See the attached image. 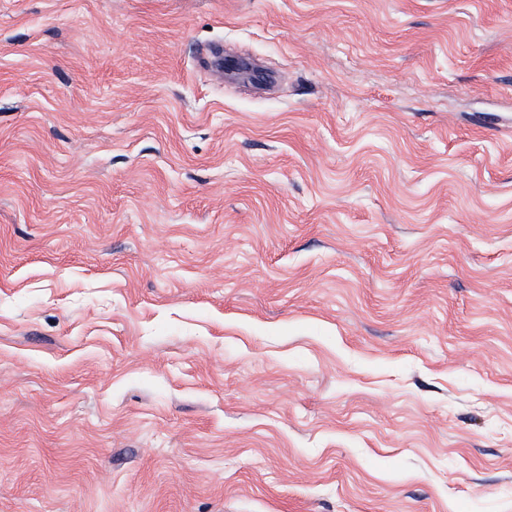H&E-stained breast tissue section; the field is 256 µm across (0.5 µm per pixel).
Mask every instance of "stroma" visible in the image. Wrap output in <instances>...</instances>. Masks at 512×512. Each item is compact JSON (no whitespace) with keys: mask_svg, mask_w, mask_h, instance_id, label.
<instances>
[{"mask_svg":"<svg viewBox=\"0 0 512 512\" xmlns=\"http://www.w3.org/2000/svg\"><path fill=\"white\" fill-rule=\"evenodd\" d=\"M0 512H512V0H0Z\"/></svg>","mask_w":512,"mask_h":512,"instance_id":"1","label":"stroma"}]
</instances>
